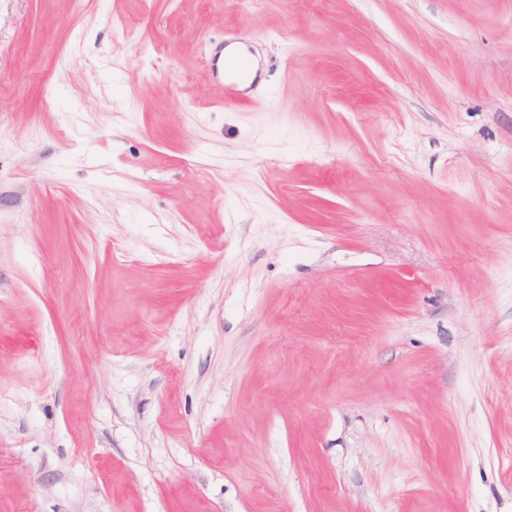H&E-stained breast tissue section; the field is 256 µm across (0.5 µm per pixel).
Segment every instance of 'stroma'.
Returning <instances> with one entry per match:
<instances>
[{"instance_id":"35a3bbf8","label":"stroma","mask_w":512,"mask_h":512,"mask_svg":"<svg viewBox=\"0 0 512 512\" xmlns=\"http://www.w3.org/2000/svg\"><path fill=\"white\" fill-rule=\"evenodd\" d=\"M0 512H512V0H0Z\"/></svg>"}]
</instances>
